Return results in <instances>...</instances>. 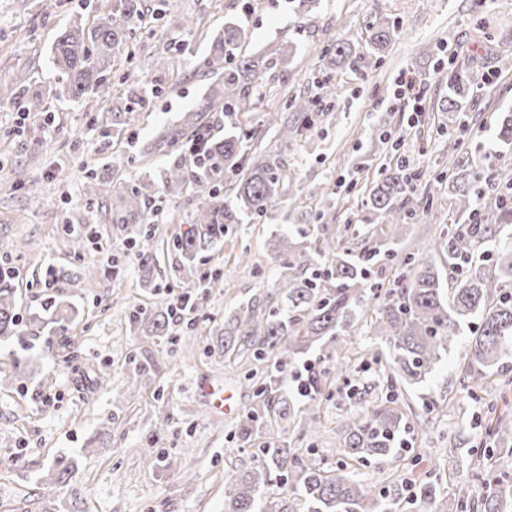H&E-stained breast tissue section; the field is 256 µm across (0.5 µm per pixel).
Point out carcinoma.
<instances>
[{"label":"carcinoma","mask_w":512,"mask_h":512,"mask_svg":"<svg viewBox=\"0 0 512 512\" xmlns=\"http://www.w3.org/2000/svg\"><path fill=\"white\" fill-rule=\"evenodd\" d=\"M151 14L144 0H114L112 9L100 14L93 23L82 19L70 23L55 38L51 59L53 68L63 76L54 89L35 90L19 85L3 90V99L25 113H43L50 109V98L79 101L101 87L112 72L115 59L135 56L133 35L138 25ZM399 32L398 21L380 20L369 34V49L377 55ZM244 30L229 22L224 34L215 38L203 61L204 74L214 77L203 100L195 110L184 113L175 128H164L150 142L147 154L171 157L160 182L150 177L122 187L121 206L112 212L114 224L137 225L131 244L138 256L139 281L153 286L159 262L157 247L148 227L152 226L153 206L162 198L178 200L186 194L195 197L196 207L187 220L188 228L173 245L182 265L200 280L198 263L203 255L224 242L230 226L241 217L263 220L279 203L283 189L284 165L276 154L262 159L248 155L249 144L258 137L254 128L234 126L220 137L212 132L208 113L224 111L228 116L253 108L252 84L269 65L280 66L288 74L295 55L293 45L282 43L267 53L247 56L242 53ZM330 56L336 64L354 67L360 56L345 39L332 44ZM472 93L469 76L463 71L448 74V111H462V103ZM162 94V88L145 78H135L121 88V104L98 118L100 134L108 137L123 124L121 116L134 109H146ZM294 115L279 118L269 114L267 126L277 128L280 143L291 146L310 136L316 116L324 109L317 100H289ZM498 140L512 149V113L505 112L497 121ZM448 181V207L466 217L462 224L441 228L432 242L414 252L402 253L398 241L402 225L416 215L417 204L411 197L410 174L404 166L387 167L372 182L366 207L378 218L392 225L390 237L375 240L371 254L387 262L402 257L408 274L394 287L369 294V263L357 262L336 252L334 234L326 213L315 214L321 234L314 242L307 231H293L274 237L271 252L278 269L277 288L282 303L259 305L249 301L224 317L223 327L212 329L210 352L226 358H241L249 363L245 382L254 388L255 405L241 425V436L248 439L268 419L279 415L277 405H287L281 396L286 385V366L313 345L336 342L340 333L364 319L369 301L377 300L367 325L373 336L385 343V366L389 380L409 385L422 382L448 353L463 326L476 318L469 342L468 363L462 383L466 390L483 386L494 370L512 356V247L502 246L496 258H486V247L496 243L503 221L512 223V208L502 201L503 189L497 183L486 184L473 193L470 186L478 174L452 166ZM230 180L233 197H224V181ZM116 186L113 180L91 169L85 175L87 200L103 202ZM448 253L458 261V278L443 287L442 274L430 256ZM97 270L90 267L46 270L50 282L80 284ZM77 312L67 303L49 297L41 309L30 314L25 323L30 336L47 334L57 337L64 350L77 345L70 327ZM137 335L148 339L171 336L176 321L169 308L142 310L134 308L127 316ZM20 335L16 312V294L12 273L0 272V341ZM308 390L304 411L309 415V436H317L321 421L320 394L324 379L310 370L303 379ZM407 424L393 400L382 401L361 414L345 419L341 438L336 443L339 460L335 466L320 464L311 454H302L282 442L269 441L259 449L253 462L232 472L225 487V512H398L408 488L417 512H432L438 485L429 476L409 479L398 476L391 489L377 497L369 494L357 466L379 463L398 452ZM486 432L496 445L512 442V417L499 415L488 421ZM148 468L175 469L169 456L148 454L143 458ZM73 477V463L67 457L54 462L44 487L47 495L67 486ZM484 487L474 496L475 486L456 487L452 500L457 512H512V474L490 471L481 474Z\"/></svg>","instance_id":"1"}]
</instances>
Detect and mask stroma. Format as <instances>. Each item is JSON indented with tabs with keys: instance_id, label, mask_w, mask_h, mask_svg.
I'll use <instances>...</instances> for the list:
<instances>
[{
	"instance_id": "1",
	"label": "stroma",
	"mask_w": 512,
	"mask_h": 512,
	"mask_svg": "<svg viewBox=\"0 0 512 512\" xmlns=\"http://www.w3.org/2000/svg\"><path fill=\"white\" fill-rule=\"evenodd\" d=\"M110 7L109 0H0V85L53 84L50 48L58 31L77 17L92 21L96 10ZM162 9L151 29L136 30L134 59L118 61L116 77L82 104L62 100L50 112L25 117L0 102V255L14 254L17 312L27 317L52 294L79 310L73 356L56 354L46 336L33 338L27 352L17 341L0 342V369L7 373L0 382V512H224L226 473L249 463L257 448L271 441L272 431H256L247 443L240 440L241 418L254 402V390L245 384L244 365L209 353L206 332L252 299L280 302L269 238L325 202L337 251L361 259L368 227L377 221L364 206L366 189L389 165L416 172L417 200L425 199L429 182L448 179L453 157L512 182V152L500 147L495 126L498 114L512 110V0H318L303 27L288 0H162ZM188 15L199 20L191 33L181 28ZM381 18L400 24L382 61L368 55L352 69L315 57V49L335 36L366 48L369 29ZM228 21L243 27L247 51L295 44L288 75L270 72L262 78L264 104L241 114V123L265 124L267 109L283 108L282 91L314 96L316 69L336 85L331 113L293 149H281L272 130L252 142L257 156L273 152L282 158L288 175L282 203L265 221L243 219L225 239L206 265L217 281L187 274L173 247L194 200L163 201L155 226L160 286L143 288L127 234L113 228L108 208L88 203L85 172L107 165L125 183L144 174L159 177L167 158L146 160L137 151L159 128L176 124L200 103L209 83L200 64ZM164 56L174 58L173 70L154 68V60ZM451 66L466 70L477 90L460 114L448 110ZM126 72L162 84L167 92L151 110L130 114L106 140L97 118L111 108L118 77ZM404 72L421 85V112L397 99L396 80ZM61 168L69 174L64 183L56 178ZM20 171L37 181L39 193L17 183ZM77 234L85 241L86 264L103 269L117 264L121 277L103 273L76 287L45 288L47 266L74 267L66 242ZM243 252L249 264L239 263ZM179 294L199 304L202 314L195 325L182 323L175 335L148 340L129 330L125 311L130 305L162 306ZM468 339L465 333L458 336L427 379L410 387L383 380L377 340L365 326L351 328L344 344L347 369L328 377L323 387L325 435L304 438L298 404L289 418L277 420L274 431L289 447L312 449L332 465L336 432L346 416L395 398L409 427L407 443L387 461L363 467V476L376 494L395 476L430 473L442 487L434 512H448L454 486L472 483L477 468L512 473V455L498 452L482 459L476 453L491 412L512 411V385L497 374L493 386L464 396ZM140 363L155 372L151 389L133 382ZM104 364L125 384L120 399L93 383ZM218 393L226 396L228 410L215 406ZM419 430L424 438H416ZM147 451L176 458L180 476L144 468L141 455ZM62 454L75 462L72 484L81 493L80 503L65 491L51 497L42 493L51 465Z\"/></svg>"
}]
</instances>
